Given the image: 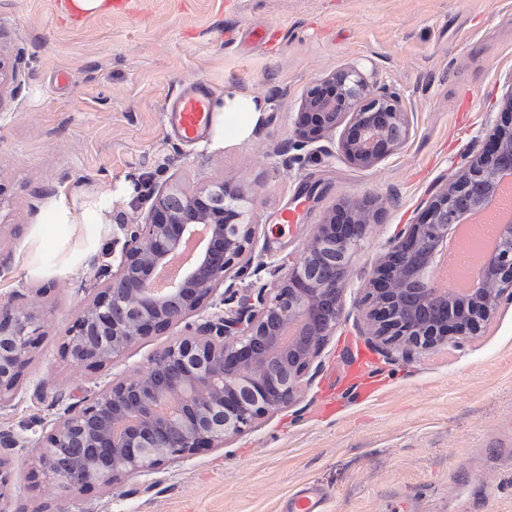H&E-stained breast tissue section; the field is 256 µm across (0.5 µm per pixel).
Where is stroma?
Here are the masks:
<instances>
[{"label":"stroma","mask_w":512,"mask_h":512,"mask_svg":"<svg viewBox=\"0 0 512 512\" xmlns=\"http://www.w3.org/2000/svg\"><path fill=\"white\" fill-rule=\"evenodd\" d=\"M68 3L0 0V60L17 75L0 89V302L56 285L32 298L46 335L0 410V432L23 442L0 512H285L305 485L324 492L325 512H512V302L463 347L407 359L384 355L360 306L397 227L482 151L512 93V0H123L104 15ZM352 66L372 94L400 96L403 145L370 169L334 139L295 156L286 144L307 90ZM199 79L264 102L249 139L212 149L167 129L169 103ZM223 179L248 190L266 264L297 260L342 200L378 203L342 318L294 401L223 447L113 486L35 484L37 443L63 409L182 335L141 340L99 371L62 358L117 225L144 216L149 191ZM287 209L295 223H282ZM60 210L68 222L48 238Z\"/></svg>","instance_id":"stroma-1"}]
</instances>
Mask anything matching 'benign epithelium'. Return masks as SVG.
Wrapping results in <instances>:
<instances>
[{
  "instance_id": "obj_1",
  "label": "benign epithelium",
  "mask_w": 512,
  "mask_h": 512,
  "mask_svg": "<svg viewBox=\"0 0 512 512\" xmlns=\"http://www.w3.org/2000/svg\"><path fill=\"white\" fill-rule=\"evenodd\" d=\"M356 68L314 84L294 120L289 147L302 151L342 129L339 149L358 168H372L400 148L408 113L396 95L371 97ZM512 151V97L484 150L463 164L467 178L453 174L414 224L399 228L373 269L362 299L372 335L386 353L409 356L475 334L512 290L485 287L491 274L512 287V224L500 229V245L478 281L463 295L433 287L434 254L448 237V212L470 196L482 209L495 185L506 150ZM244 189L231 182L186 191L174 188L151 197L144 221L120 224L116 265L101 268L97 293L79 312L61 344V354L100 369L133 344L176 326L186 334L156 355L138 376L112 383L69 405L40 441L39 475L78 492L93 481L114 485L120 476L148 472L172 457L224 442L289 405L303 377L334 332L342 314V284L328 288L313 276L315 259L347 269L366 232L353 222L374 220L369 205L343 203L317 225L301 257L272 286L236 280L250 270L256 225L247 220ZM197 253L182 276L159 295L155 283L186 242ZM24 294L0 304V409L16 396L41 333V315L20 303ZM230 316H203L216 303ZM79 444L112 449V466L87 462L59 476L54 449ZM20 441L0 433V489L8 484V452Z\"/></svg>"
}]
</instances>
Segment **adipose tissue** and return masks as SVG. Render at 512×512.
<instances>
[{"mask_svg":"<svg viewBox=\"0 0 512 512\" xmlns=\"http://www.w3.org/2000/svg\"><path fill=\"white\" fill-rule=\"evenodd\" d=\"M214 122L210 130L212 146H223L227 139L249 138L264 117L261 100L241 93L229 92L212 103Z\"/></svg>","mask_w":512,"mask_h":512,"instance_id":"ef3b65f1","label":"adipose tissue"}]
</instances>
